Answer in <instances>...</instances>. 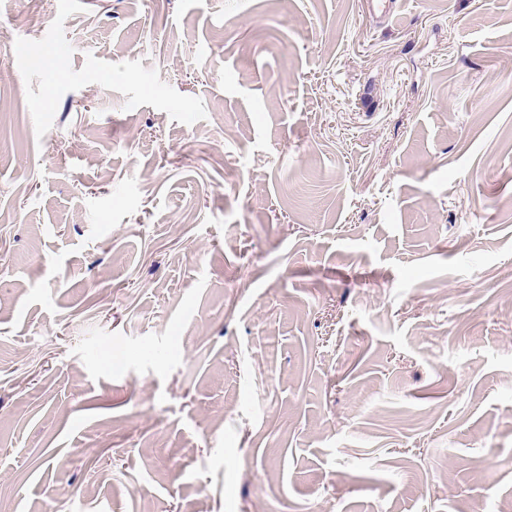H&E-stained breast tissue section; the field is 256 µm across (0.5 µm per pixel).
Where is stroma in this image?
<instances>
[{
  "label": "stroma",
  "instance_id": "stroma-1",
  "mask_svg": "<svg viewBox=\"0 0 512 512\" xmlns=\"http://www.w3.org/2000/svg\"><path fill=\"white\" fill-rule=\"evenodd\" d=\"M398 7L0 0V512H512V0Z\"/></svg>",
  "mask_w": 512,
  "mask_h": 512
}]
</instances>
